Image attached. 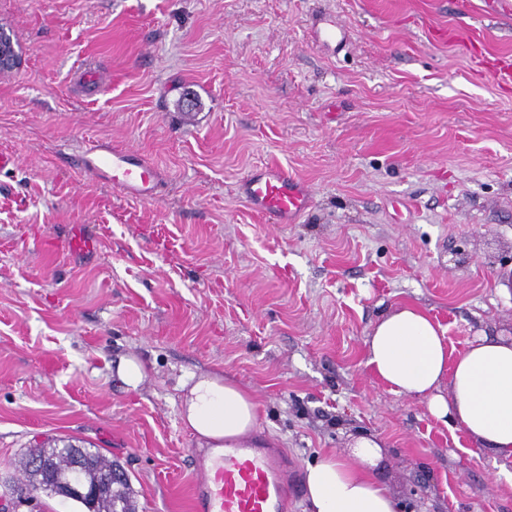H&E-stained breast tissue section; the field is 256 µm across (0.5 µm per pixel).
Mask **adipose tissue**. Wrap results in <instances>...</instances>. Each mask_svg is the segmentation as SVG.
<instances>
[{
  "mask_svg": "<svg viewBox=\"0 0 512 512\" xmlns=\"http://www.w3.org/2000/svg\"><path fill=\"white\" fill-rule=\"evenodd\" d=\"M367 364L390 392L426 399L434 417L456 424L480 450L512 461V341L479 336L454 357L442 327L424 309L403 305L376 324ZM188 383L181 417L206 447L251 436L257 404L250 391L218 374L193 375ZM380 453L377 439L362 437L351 455L308 465L311 512H397L395 497L373 475Z\"/></svg>",
  "mask_w": 512,
  "mask_h": 512,
  "instance_id": "ef3b65f1",
  "label": "adipose tissue"
}]
</instances>
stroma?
<instances>
[{"mask_svg": "<svg viewBox=\"0 0 512 512\" xmlns=\"http://www.w3.org/2000/svg\"><path fill=\"white\" fill-rule=\"evenodd\" d=\"M347 32L335 51L313 16ZM22 56L0 72V502L27 448L72 439L129 477L136 512H191L182 378L253 390L300 467L383 444L400 512H512V463L476 450L367 365L376 323L425 309L452 354L512 336V59L504 0H0ZM94 67L104 92L89 91ZM132 147L150 203L77 164ZM273 163L309 184L295 224L240 194ZM146 378L125 385L120 360Z\"/></svg>", "mask_w": 512, "mask_h": 512, "instance_id": "stroma-1", "label": "stroma"}]
</instances>
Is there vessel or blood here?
<instances>
[{"mask_svg":"<svg viewBox=\"0 0 512 512\" xmlns=\"http://www.w3.org/2000/svg\"><path fill=\"white\" fill-rule=\"evenodd\" d=\"M81 169L140 201L154 199L165 180L162 170L132 148L96 142L77 160ZM248 206L274 224H292L312 205L303 181L278 166L251 171L241 183ZM191 482L194 512H289L303 495L299 469L264 434L195 451Z\"/></svg>","mask_w":512,"mask_h":512,"instance_id":"vessel-or-blood-1","label":"vessel or blood"}]
</instances>
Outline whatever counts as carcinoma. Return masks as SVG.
I'll return each instance as SVG.
<instances>
[{
	"label": "carcinoma",
	"mask_w": 512,
	"mask_h": 512,
	"mask_svg": "<svg viewBox=\"0 0 512 512\" xmlns=\"http://www.w3.org/2000/svg\"><path fill=\"white\" fill-rule=\"evenodd\" d=\"M15 470L22 476V486L28 493L53 492L46 473H53L58 479L66 480L79 474L82 482L96 485L104 478L119 470V466L97 451L82 448L73 444L54 448H31L14 461ZM119 486L108 490L87 506L77 501L84 512H133L130 501V485L128 479H117Z\"/></svg>",
	"instance_id": "carcinoma-1"
}]
</instances>
